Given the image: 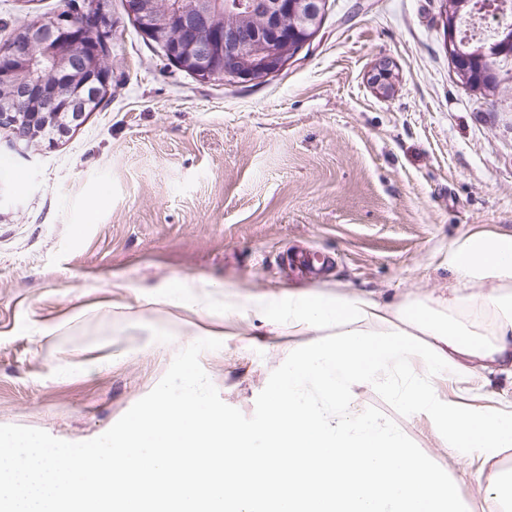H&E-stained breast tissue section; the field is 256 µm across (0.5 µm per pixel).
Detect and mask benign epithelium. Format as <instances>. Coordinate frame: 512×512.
<instances>
[{"label":"benign epithelium","mask_w":512,"mask_h":512,"mask_svg":"<svg viewBox=\"0 0 512 512\" xmlns=\"http://www.w3.org/2000/svg\"><path fill=\"white\" fill-rule=\"evenodd\" d=\"M326 0H250L247 12L258 10L261 28L243 31L236 25L212 26L209 0H195L191 11L156 12L154 0H124L126 13L143 23L145 38L163 42L162 34L178 28L181 42L168 49L180 54L181 64L189 65L196 78L212 80L225 75L234 82H251L280 72L288 63L292 43L309 41L317 32L325 12ZM83 35L70 14L36 21L21 32L12 51L0 57V87L6 86L11 99L27 105L24 119L14 109L0 107V128L10 132L14 150L30 147L34 130L50 128L64 137L84 120L93 100L107 84V75L96 65L97 49H82ZM445 39L454 71L472 85H492L499 75L490 60L512 54V32L488 48L463 53L456 43L453 22L445 21ZM38 46L68 92L60 111L44 107L58 97V87L31 78L30 50Z\"/></svg>","instance_id":"benign-epithelium-1"}]
</instances>
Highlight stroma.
<instances>
[{
    "label": "stroma",
    "instance_id": "stroma-1",
    "mask_svg": "<svg viewBox=\"0 0 512 512\" xmlns=\"http://www.w3.org/2000/svg\"><path fill=\"white\" fill-rule=\"evenodd\" d=\"M57 3L0 0V43ZM106 8L101 106L58 145L24 157L0 145V434L70 454L121 440L159 386L179 393L188 366L209 412L258 427L294 338L247 311L252 300L337 282L426 304L448 283L455 240L512 233V92L459 82L442 0H327L280 73L238 84L181 71L122 0ZM382 62L395 75L385 96L368 82ZM296 250L329 265L292 271ZM228 295L241 305L229 315ZM359 403L450 474L465 512H482L466 449L383 394Z\"/></svg>",
    "mask_w": 512,
    "mask_h": 512
}]
</instances>
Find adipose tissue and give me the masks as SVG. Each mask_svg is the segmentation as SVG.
<instances>
[{"label":"adipose tissue","mask_w":512,"mask_h":512,"mask_svg":"<svg viewBox=\"0 0 512 512\" xmlns=\"http://www.w3.org/2000/svg\"><path fill=\"white\" fill-rule=\"evenodd\" d=\"M448 269L433 311L407 295L388 304L342 285L289 293L287 308L266 318L287 323L298 340L270 384L261 427L228 429L207 412L191 372L178 396L159 387L109 462L0 436L8 474L0 501L9 512H60L70 502L80 512H131L137 490L152 486L172 512H460L452 483L423 463L405 432L359 408L360 394L375 391L425 417L452 447L477 449L485 512H504L512 476L487 467L512 449V407L469 395L485 375H512V234L461 236ZM443 382L455 397L441 394ZM23 448L32 456L21 457ZM258 476L276 500L251 492Z\"/></svg>","instance_id":"ef3b65f1"}]
</instances>
